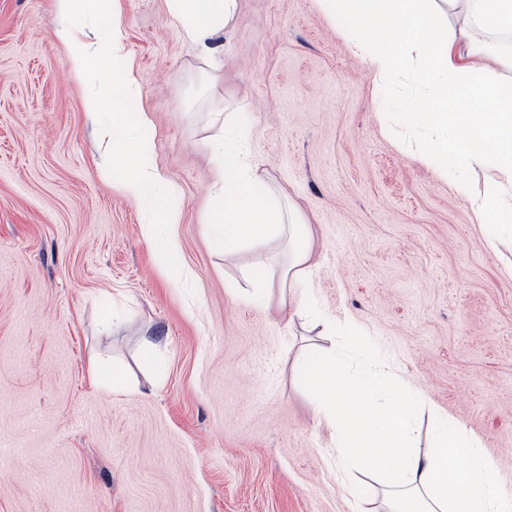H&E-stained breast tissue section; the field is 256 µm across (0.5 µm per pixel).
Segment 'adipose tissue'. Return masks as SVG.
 <instances>
[{
	"mask_svg": "<svg viewBox=\"0 0 512 512\" xmlns=\"http://www.w3.org/2000/svg\"><path fill=\"white\" fill-rule=\"evenodd\" d=\"M63 22L56 30L71 73L106 83L89 93L84 108L98 129L100 175L123 194L150 203L146 234L173 225L179 212L169 202L174 188L151 158L152 121L134 109L138 80L125 47L124 29L112 0H99L98 17L108 29L94 42L77 26L86 0H57ZM182 36L213 65L221 53L217 38L236 19L239 0H166ZM320 11L343 26L351 49L364 57L383 99L400 90V113L420 116L425 135L417 154L441 175L456 179L479 223L497 225L496 246L512 235V82L498 81L477 66L486 57L512 68V0H316ZM392 33L378 43L376 29ZM469 93L482 112H458L454 103ZM222 134L211 146V174L218 187L208 222L220 233L225 256L250 249L262 255L269 244L285 257L264 265L253 290L257 303L278 301L297 315L310 306L312 232L300 205L276 193L245 148V132L234 113L220 120ZM120 129L130 138L117 137ZM484 174L482 192L470 193L465 175ZM371 346L353 355L313 350L308 362L317 395L316 414L336 437L343 465L362 466L381 478L375 512H512V494L494 478L495 464L481 442L457 421L436 414L432 446H412L419 395L409 391L390 364L373 369Z\"/></svg>",
	"mask_w": 512,
	"mask_h": 512,
	"instance_id": "adipose-tissue-1",
	"label": "adipose tissue"
}]
</instances>
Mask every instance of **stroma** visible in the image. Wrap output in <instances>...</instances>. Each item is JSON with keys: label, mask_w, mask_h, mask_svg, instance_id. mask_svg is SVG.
<instances>
[{"label": "stroma", "mask_w": 512, "mask_h": 512, "mask_svg": "<svg viewBox=\"0 0 512 512\" xmlns=\"http://www.w3.org/2000/svg\"><path fill=\"white\" fill-rule=\"evenodd\" d=\"M118 8L177 189L181 267L144 234L145 205L99 175L57 0H0V512H368L374 480L344 490L303 364L359 336L428 400L419 448L441 411L512 493V240L491 250L455 181L388 133L341 26L315 0H240L212 69L166 0ZM223 110L302 207L313 309L344 335L241 295L253 256L225 257L205 222Z\"/></svg>", "instance_id": "1"}]
</instances>
